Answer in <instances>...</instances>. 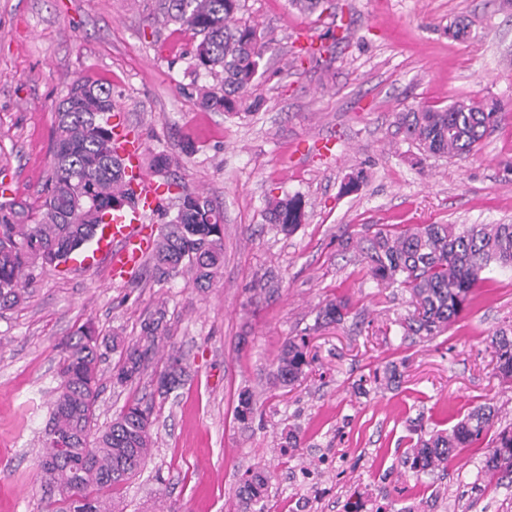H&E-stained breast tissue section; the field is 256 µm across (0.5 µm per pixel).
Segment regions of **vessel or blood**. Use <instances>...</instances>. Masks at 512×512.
<instances>
[{
	"instance_id": "1",
	"label": "vessel or blood",
	"mask_w": 512,
	"mask_h": 512,
	"mask_svg": "<svg viewBox=\"0 0 512 512\" xmlns=\"http://www.w3.org/2000/svg\"><path fill=\"white\" fill-rule=\"evenodd\" d=\"M113 141L123 160V186L134 192L137 203L113 211L111 224L71 258L73 267L87 269L99 261H107L112 281L125 282L139 272L145 257L156 246V226L147 222L161 204V191L146 174L141 158L144 145L126 127L113 130Z\"/></svg>"
}]
</instances>
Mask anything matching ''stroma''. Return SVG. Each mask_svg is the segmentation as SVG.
Listing matches in <instances>:
<instances>
[{
	"label": "stroma",
	"instance_id": "1",
	"mask_svg": "<svg viewBox=\"0 0 512 512\" xmlns=\"http://www.w3.org/2000/svg\"><path fill=\"white\" fill-rule=\"evenodd\" d=\"M348 41L311 62L300 32L326 38L328 17L289 0H247L244 21L270 40L250 89L261 107L227 116L199 105L209 76L191 73L194 38L166 23L161 0H0V189L33 196L49 170L54 107L77 79L97 80L146 154L172 160L162 224L183 190L224 218V259L211 288L144 267L111 283L106 265L35 270L22 301L0 310V512H44L38 466L61 382L59 345L93 321L101 338L138 336L158 306L189 367L163 395L151 376L112 382L119 355L100 365L95 425L137 398L152 402L155 445L119 492L123 512H237L242 473L272 472L264 512H344L390 494V512H512V487L474 492L482 452L463 449L447 473L402 463L415 428L451 427L482 404L512 422V387L494 374L492 333L512 324V269L492 268L460 319L441 336L402 343L409 292L366 276L346 248L373 224H512V118L462 159L421 157L398 129L402 113L466 98L512 105V0H336ZM463 26L456 39L452 28ZM193 151H186V144ZM363 171L354 192L344 185ZM301 195L306 216L290 234L265 219L268 198ZM262 294H254L255 285ZM336 296L350 311L315 329ZM308 336L313 362L300 383L270 389L283 342ZM398 377L376 386L375 373ZM251 391L256 413L234 409ZM305 446H280L288 429ZM315 471V484L304 474Z\"/></svg>",
	"mask_w": 512,
	"mask_h": 512
}]
</instances>
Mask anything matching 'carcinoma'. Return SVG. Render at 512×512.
<instances>
[{
	"label": "carcinoma",
	"instance_id": "cac0c4a2",
	"mask_svg": "<svg viewBox=\"0 0 512 512\" xmlns=\"http://www.w3.org/2000/svg\"><path fill=\"white\" fill-rule=\"evenodd\" d=\"M297 10L324 13L331 0H290ZM246 0H164L167 21L199 37L190 52V66L213 84L200 89V106L236 115L260 77L267 41L254 25L243 22ZM112 92L87 79L76 80L55 107L52 158L43 193L0 202V308L18 303L27 277L40 267L58 268L91 240L112 210L125 205L121 194L123 162L112 143ZM506 116L497 102L468 99L409 113L404 133L425 156L462 158L472 153L486 133ZM269 223L291 233L305 216L303 200L275 197L266 204ZM221 213L200 192L180 197L176 216L166 222L151 255L158 278L182 273L192 287L213 285L224 255ZM367 262L366 274L381 285L408 290L413 311L399 321L405 339L433 338L456 321L473 300L474 289L486 281L495 264L512 267V224H422L403 228L383 224L356 242ZM349 302L338 297L317 313L315 325L341 323ZM170 340L166 310L159 307L129 341L112 337L101 345L94 328L83 325L61 343V385L52 404L40 461L51 512H116L113 494L141 472L154 441L152 406L134 400L102 431L93 430L99 389L101 348L120 351L112 382L132 384L148 370L160 347ZM497 375L512 384V324L490 338ZM309 342L293 336L282 345L270 374L274 386H293L305 376ZM188 376L184 356L170 350L155 370L158 389L178 388ZM250 392L239 394L236 419L253 418ZM490 405L472 408L451 428L418 437L404 464L414 472L432 473L464 448H478L486 438L488 453L477 479L495 486L512 483V422L498 424ZM271 476L261 468L245 472L236 498L243 510L264 501Z\"/></svg>",
	"mask_w": 512,
	"mask_h": 512
}]
</instances>
